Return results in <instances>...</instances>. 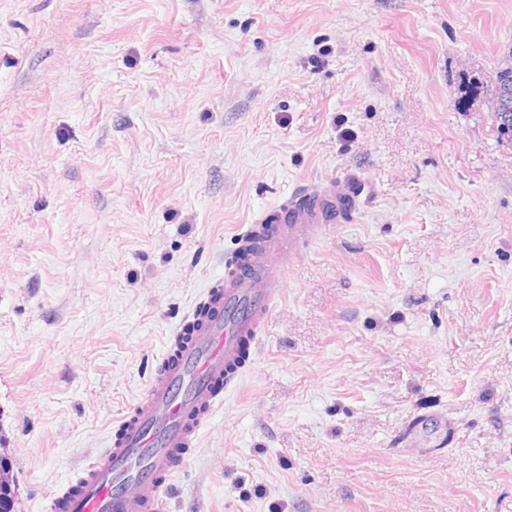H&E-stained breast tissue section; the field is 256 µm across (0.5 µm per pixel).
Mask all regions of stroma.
Masks as SVG:
<instances>
[{"instance_id":"obj_1","label":"stroma","mask_w":512,"mask_h":512,"mask_svg":"<svg viewBox=\"0 0 512 512\" xmlns=\"http://www.w3.org/2000/svg\"><path fill=\"white\" fill-rule=\"evenodd\" d=\"M512 0H0L13 512L107 444L239 225L372 191L288 268L163 512H512ZM452 444L401 448L415 416ZM493 90L487 97L480 93L468 94L465 99L474 102H496L498 112H491L494 130L500 140L512 143V46L503 53L493 74ZM486 99V100H485Z\"/></svg>"}]
</instances>
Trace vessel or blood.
<instances>
[{
  "label": "vessel or blood",
  "mask_w": 512,
  "mask_h": 512,
  "mask_svg": "<svg viewBox=\"0 0 512 512\" xmlns=\"http://www.w3.org/2000/svg\"><path fill=\"white\" fill-rule=\"evenodd\" d=\"M351 176L306 185L236 233L215 277L176 324L147 387L109 442L51 498L49 512H162L170 479L199 446L227 393L238 389L271 316L287 267L340 223Z\"/></svg>",
  "instance_id": "b4317fda"
}]
</instances>
